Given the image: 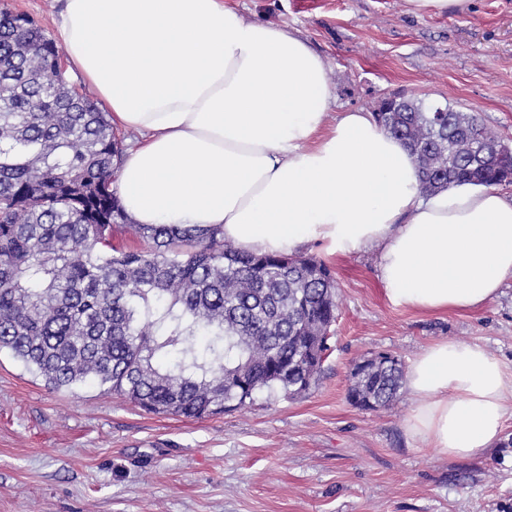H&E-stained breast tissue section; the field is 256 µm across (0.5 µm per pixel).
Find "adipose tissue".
<instances>
[{
	"mask_svg": "<svg viewBox=\"0 0 512 512\" xmlns=\"http://www.w3.org/2000/svg\"><path fill=\"white\" fill-rule=\"evenodd\" d=\"M69 63L137 133L118 196L134 224L219 228L256 254L371 252L387 298L477 310L512 281V197L461 184L423 196L405 144L371 113L333 112L327 64L299 32L227 0H63ZM407 434L484 456L512 421V364L438 341L406 375Z\"/></svg>",
	"mask_w": 512,
	"mask_h": 512,
	"instance_id": "obj_1",
	"label": "adipose tissue"
}]
</instances>
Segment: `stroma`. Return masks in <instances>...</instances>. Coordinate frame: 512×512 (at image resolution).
<instances>
[{"label":"stroma","mask_w":512,"mask_h":512,"mask_svg":"<svg viewBox=\"0 0 512 512\" xmlns=\"http://www.w3.org/2000/svg\"><path fill=\"white\" fill-rule=\"evenodd\" d=\"M295 29L327 62L339 111L399 93L475 114L512 143V0L412 14L406 0H230ZM338 316L318 383L221 416L149 414L89 380L55 391L0 352V512H512V421L474 460L421 452L407 392L386 408L347 399L354 364L410 362L440 340L512 361V283L471 312L393 305L368 252L330 255Z\"/></svg>","instance_id":"stroma-1"}]
</instances>
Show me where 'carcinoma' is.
<instances>
[{
  "label": "carcinoma",
  "mask_w": 512,
  "mask_h": 512,
  "mask_svg": "<svg viewBox=\"0 0 512 512\" xmlns=\"http://www.w3.org/2000/svg\"><path fill=\"white\" fill-rule=\"evenodd\" d=\"M379 124L415 156L422 194L512 182V146L470 113L400 97ZM488 154L475 158L470 143ZM126 145L76 93L58 48L23 14L0 12V352L53 390L89 379L156 415L206 418L259 393L292 397L319 379L336 280L313 257L255 255L216 229L130 225L112 189ZM157 352L176 356L170 368ZM401 361L369 362L348 400L389 406Z\"/></svg>",
  "instance_id": "obj_1"
}]
</instances>
